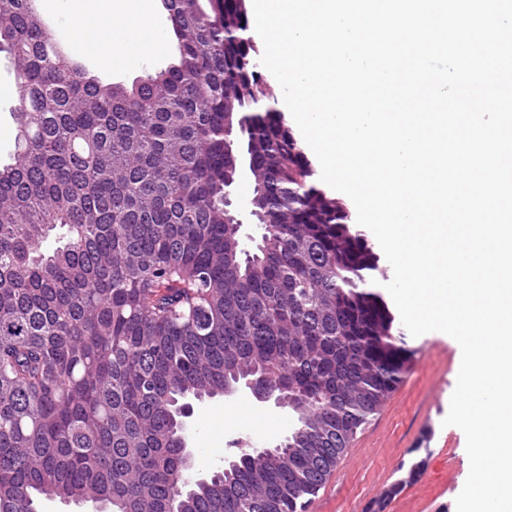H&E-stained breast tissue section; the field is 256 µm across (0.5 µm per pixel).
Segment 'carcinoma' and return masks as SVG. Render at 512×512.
I'll return each mask as SVG.
<instances>
[{
	"label": "carcinoma",
	"mask_w": 512,
	"mask_h": 512,
	"mask_svg": "<svg viewBox=\"0 0 512 512\" xmlns=\"http://www.w3.org/2000/svg\"><path fill=\"white\" fill-rule=\"evenodd\" d=\"M162 2L176 62L126 86L72 63L31 0H0L18 127L0 166V512H170L177 407L246 374L296 395L288 443L239 455L184 510L301 512L414 355L385 270L270 104L246 0ZM244 165L251 251L225 223Z\"/></svg>",
	"instance_id": "cac0c4a2"
}]
</instances>
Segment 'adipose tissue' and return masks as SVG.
Listing matches in <instances>:
<instances>
[{
	"label": "adipose tissue",
	"mask_w": 512,
	"mask_h": 512,
	"mask_svg": "<svg viewBox=\"0 0 512 512\" xmlns=\"http://www.w3.org/2000/svg\"><path fill=\"white\" fill-rule=\"evenodd\" d=\"M44 7L66 16L81 53L100 68H133L165 51L156 0H45Z\"/></svg>",
	"instance_id": "obj_1"
}]
</instances>
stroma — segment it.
Instances as JSON below:
<instances>
[{
	"instance_id": "stroma-1",
	"label": "stroma",
	"mask_w": 512,
	"mask_h": 512,
	"mask_svg": "<svg viewBox=\"0 0 512 512\" xmlns=\"http://www.w3.org/2000/svg\"><path fill=\"white\" fill-rule=\"evenodd\" d=\"M157 20L168 35L167 50L142 67L103 70L79 55L74 56V63L102 81L132 84L177 56V41L166 13H159ZM407 342L415 355L400 384L350 443L305 512H371L383 491L400 480L404 488L383 512H456L455 499L464 487L470 463L463 431L443 426L442 421L456 386L461 349L453 338L437 331L408 337ZM225 406L240 410L230 427L213 417L215 408ZM293 426L290 410L259 402L245 388L226 398L199 402L188 441L192 471L210 475L241 449L275 446ZM426 432L431 439L423 453L416 445ZM418 461L423 464L420 475L407 480L410 466Z\"/></svg>"
}]
</instances>
